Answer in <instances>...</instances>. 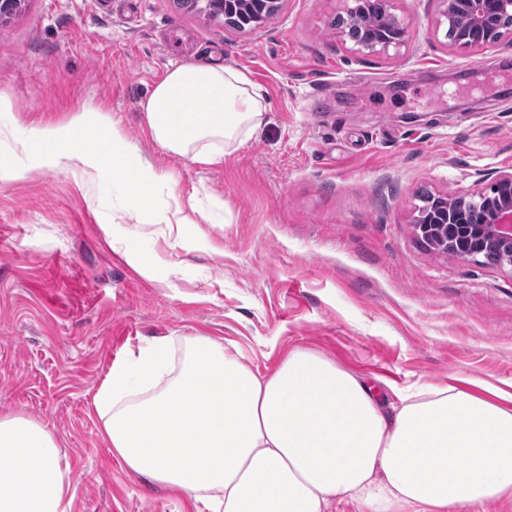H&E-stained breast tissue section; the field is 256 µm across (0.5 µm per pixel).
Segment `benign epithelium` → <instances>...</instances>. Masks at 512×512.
Returning a JSON list of instances; mask_svg holds the SVG:
<instances>
[{"label":"benign epithelium","mask_w":512,"mask_h":512,"mask_svg":"<svg viewBox=\"0 0 512 512\" xmlns=\"http://www.w3.org/2000/svg\"><path fill=\"white\" fill-rule=\"evenodd\" d=\"M26 0H0V21L9 20L23 9ZM190 6L203 3L212 19L227 14L239 15L238 32L263 27L282 9L285 0H181ZM439 9L435 29L446 26L453 32L451 48L481 51L493 46H512V24L496 27L491 20L501 16L512 19V0H437ZM375 0H356L345 9L348 22L364 32V41L356 50L389 54L406 46L411 38L410 25L394 12L393 0H384L386 10L372 16ZM439 201L416 207L414 228L420 242L445 256L478 261L487 239L500 242L505 253L499 263L512 269V171L481 174L476 189L450 197L437 193Z\"/></svg>","instance_id":"1"}]
</instances>
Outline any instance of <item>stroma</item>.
<instances>
[{
  "label": "stroma",
  "mask_w": 512,
  "mask_h": 512,
  "mask_svg": "<svg viewBox=\"0 0 512 512\" xmlns=\"http://www.w3.org/2000/svg\"><path fill=\"white\" fill-rule=\"evenodd\" d=\"M345 7L285 0L241 33L174 0H27L0 26L14 106L0 126L100 111L174 175L157 217L195 225L168 246L103 177L0 182V413L57 436L74 512H186L126 471L92 405L111 362L156 337H212L262 373L304 347L387 396L416 383L512 393V272L429 251L412 226L420 189L461 194L478 172L512 169V49L449 48L436 0H396L409 44L356 51L331 25ZM184 62L244 70L267 106L216 166L165 152L140 110Z\"/></svg>",
  "instance_id": "1"
}]
</instances>
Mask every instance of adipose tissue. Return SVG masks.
Instances as JSON below:
<instances>
[{
	"label": "adipose tissue",
	"mask_w": 512,
	"mask_h": 512,
	"mask_svg": "<svg viewBox=\"0 0 512 512\" xmlns=\"http://www.w3.org/2000/svg\"><path fill=\"white\" fill-rule=\"evenodd\" d=\"M155 142L204 165L262 123L263 97L237 67H170L140 103ZM14 150L55 170H105L126 209L153 211L157 174L122 128L90 110L28 131ZM157 337L115 359L93 398L128 471L181 495L189 512H483L512 500V395L421 384L390 403L304 348L272 373L209 336ZM71 468L54 433L0 414V512H72Z\"/></svg>",
	"instance_id": "ef3b65f1"
}]
</instances>
